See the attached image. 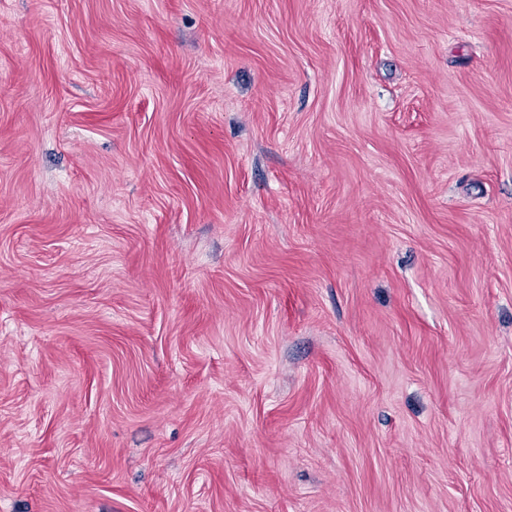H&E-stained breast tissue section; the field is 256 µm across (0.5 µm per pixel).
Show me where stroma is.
<instances>
[{"instance_id":"obj_1","label":"stroma","mask_w":512,"mask_h":512,"mask_svg":"<svg viewBox=\"0 0 512 512\" xmlns=\"http://www.w3.org/2000/svg\"><path fill=\"white\" fill-rule=\"evenodd\" d=\"M0 512H512V0H0Z\"/></svg>"}]
</instances>
